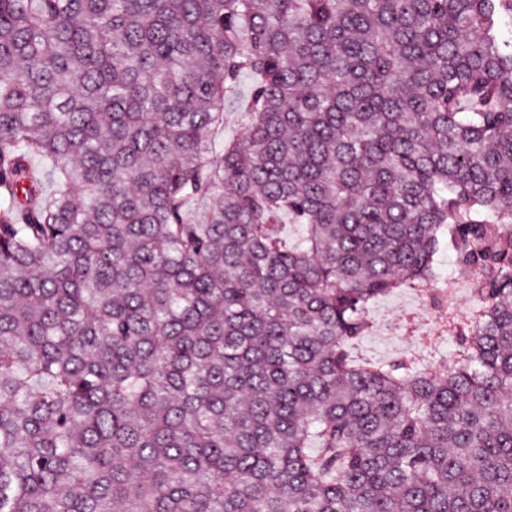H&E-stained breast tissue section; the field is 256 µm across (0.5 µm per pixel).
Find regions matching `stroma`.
I'll list each match as a JSON object with an SVG mask.
<instances>
[{"mask_svg":"<svg viewBox=\"0 0 512 512\" xmlns=\"http://www.w3.org/2000/svg\"><path fill=\"white\" fill-rule=\"evenodd\" d=\"M426 309H419L413 291L398 289L377 299L369 309L371 330L351 347L355 362H391L415 358L430 370L439 371L452 362L458 341L448 338L447 311L471 309L472 297L460 289L454 302L427 299Z\"/></svg>","mask_w":512,"mask_h":512,"instance_id":"stroma-1","label":"stroma"}]
</instances>
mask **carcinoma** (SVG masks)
<instances>
[{
	"label": "carcinoma",
	"instance_id": "obj_1",
	"mask_svg": "<svg viewBox=\"0 0 512 512\" xmlns=\"http://www.w3.org/2000/svg\"><path fill=\"white\" fill-rule=\"evenodd\" d=\"M509 224L512 0H0V512H512ZM252 80L249 76L245 77L241 83L239 95L225 105V124L224 133L218 135L212 144L214 155H222L224 152V138L231 139L242 134L243 129L237 121V112H240L246 106ZM429 313L417 307L413 291L397 289L377 299L369 309L370 333L351 346L352 359L357 362H391L405 357L415 358L431 371L442 370L454 360L459 340L449 336L448 308L458 312L472 310L468 288H460L455 301L448 304L425 297Z\"/></svg>",
	"mask_w": 512,
	"mask_h": 512
}]
</instances>
